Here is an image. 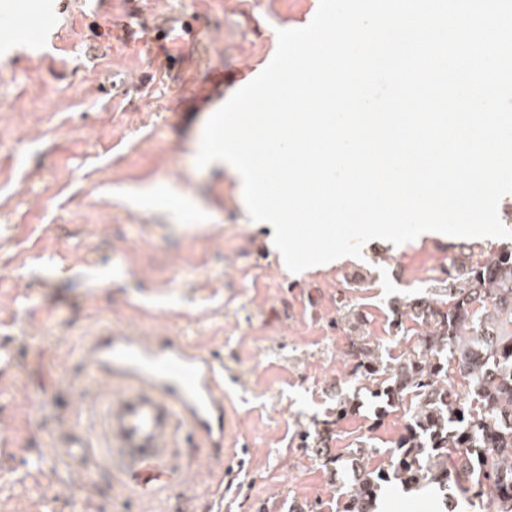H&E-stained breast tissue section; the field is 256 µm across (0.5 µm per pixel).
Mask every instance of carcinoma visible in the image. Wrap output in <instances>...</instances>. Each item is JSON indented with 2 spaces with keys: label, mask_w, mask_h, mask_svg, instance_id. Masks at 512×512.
<instances>
[{
  "label": "carcinoma",
  "mask_w": 512,
  "mask_h": 512,
  "mask_svg": "<svg viewBox=\"0 0 512 512\" xmlns=\"http://www.w3.org/2000/svg\"><path fill=\"white\" fill-rule=\"evenodd\" d=\"M441 303L409 306L425 330L392 364L367 343H352L354 371L372 379L377 419L404 408L402 430L384 450L366 436L346 457L321 454L337 475L351 473L338 512H376L386 483L412 490L432 485L446 512L466 499L482 512H512V246L476 261L451 262ZM357 396L336 393V420L356 408ZM331 423L302 434L307 448L326 442ZM386 456V464L370 459Z\"/></svg>",
  "instance_id": "carcinoma-1"
}]
</instances>
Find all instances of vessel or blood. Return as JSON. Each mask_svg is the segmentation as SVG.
<instances>
[{
	"instance_id": "vessel-or-blood-1",
	"label": "vessel or blood",
	"mask_w": 512,
	"mask_h": 512,
	"mask_svg": "<svg viewBox=\"0 0 512 512\" xmlns=\"http://www.w3.org/2000/svg\"><path fill=\"white\" fill-rule=\"evenodd\" d=\"M48 17L17 28L0 26V36L41 41ZM80 357L107 387L97 403L99 436L72 423L57 433L37 460L53 459L70 468L98 463L118 469L125 485L140 496L182 484L184 475L168 458L178 428L197 448L224 446V370L213 357L181 339L143 337L101 322L83 343Z\"/></svg>"
}]
</instances>
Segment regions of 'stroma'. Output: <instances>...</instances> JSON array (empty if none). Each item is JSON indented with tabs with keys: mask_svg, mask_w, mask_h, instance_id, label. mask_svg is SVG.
Masks as SVG:
<instances>
[{
	"mask_svg": "<svg viewBox=\"0 0 512 512\" xmlns=\"http://www.w3.org/2000/svg\"><path fill=\"white\" fill-rule=\"evenodd\" d=\"M0 0V23L41 4L54 32L37 49L0 47V512H288L343 484L300 433L359 393L330 428L341 455L371 435L390 446L402 410L376 420L352 340L384 360L414 344L419 325L395 301L434 297L464 239L426 232L402 245L366 242L291 273L270 232L253 223L237 178L197 168L207 119L233 79L267 65L277 32L313 19L319 0ZM135 14L112 38V24ZM197 29L188 46L158 44L174 15ZM140 336H174L224 365V458L176 449L186 482L143 498L117 473L33 463V449L77 421L96 396L78 353L101 319ZM223 487H216V477Z\"/></svg>",
	"mask_w": 512,
	"mask_h": 512,
	"instance_id": "1",
	"label": "stroma"
}]
</instances>
